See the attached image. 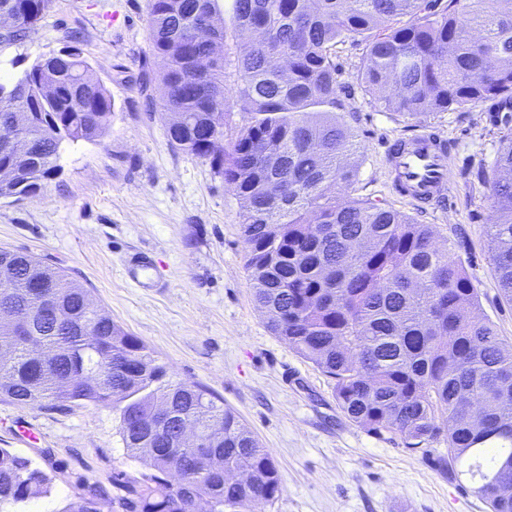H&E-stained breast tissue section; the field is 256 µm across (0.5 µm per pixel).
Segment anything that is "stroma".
I'll return each instance as SVG.
<instances>
[{
	"instance_id": "stroma-1",
	"label": "stroma",
	"mask_w": 512,
	"mask_h": 512,
	"mask_svg": "<svg viewBox=\"0 0 512 512\" xmlns=\"http://www.w3.org/2000/svg\"><path fill=\"white\" fill-rule=\"evenodd\" d=\"M112 95V120L94 141L63 145L59 172L36 196L0 198V248L63 270L92 302L154 352L171 382L202 385L267 448L282 491L250 512H488L465 477L438 465L399 436L367 432L337 408L332 380L274 336L257 308L245 256L241 208L209 160L172 146L160 105L159 69L148 34V0H53L37 33L0 52V74L19 75L59 51L68 32ZM363 45L336 48L342 114L359 150L352 184L337 201L378 197L418 223L440 246L455 244L479 293L480 313L512 342V305L500 296L488 251L490 189L477 176L503 145L487 104L410 118L387 111L359 85ZM431 126L451 144L450 199L428 207L403 200L383 163L394 140ZM148 257L139 270V256ZM108 407L48 411L0 397V448L49 469V495L26 512H60L79 493L76 476L108 483L114 469L136 476ZM37 436L21 440V427Z\"/></svg>"
}]
</instances>
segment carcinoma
<instances>
[{
    "label": "carcinoma",
    "instance_id": "1",
    "mask_svg": "<svg viewBox=\"0 0 512 512\" xmlns=\"http://www.w3.org/2000/svg\"><path fill=\"white\" fill-rule=\"evenodd\" d=\"M53 0H0L15 30L0 52L38 30ZM226 39L220 0H149L163 111L178 112L170 142L210 162L239 200L253 298L272 334L332 379L336 404L369 432L407 450L443 439V466L466 475L490 512H512V343L478 314L479 299L453 245L432 225L383 199L339 203L329 186L356 176L358 150L336 109V47L365 42L356 80L385 109L412 117L490 101L512 111V0H234L233 25L248 34L226 84L224 58L198 36ZM43 55L0 81V140L31 143L20 166L0 150V195L16 202L58 173L66 142L94 141L112 118V96L79 48ZM37 89L27 101L18 83ZM50 83L49 96L38 91ZM233 94L248 114L224 141ZM512 138L491 165L489 247L502 298L512 304ZM17 270L0 288V396L25 405L110 407L127 457L149 471L112 473L111 486L80 477L84 497L60 512H249L282 490L268 449L215 396L172 383L149 348L92 303L85 289L38 258L0 249ZM67 323L56 321L54 310ZM94 375V382L68 380ZM204 441L185 446L154 430L161 409ZM53 476L0 448V512L50 493ZM117 494H112L111 489Z\"/></svg>",
    "mask_w": 512,
    "mask_h": 512
}]
</instances>
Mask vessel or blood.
I'll list each match as a JSON object with an SVG mask.
<instances>
[{
    "mask_svg": "<svg viewBox=\"0 0 512 512\" xmlns=\"http://www.w3.org/2000/svg\"><path fill=\"white\" fill-rule=\"evenodd\" d=\"M451 151L440 133L422 127L403 137L384 156L398 194L415 203L449 194Z\"/></svg>",
    "mask_w": 512,
    "mask_h": 512,
    "instance_id": "vessel-or-blood-1",
    "label": "vessel or blood"
}]
</instances>
